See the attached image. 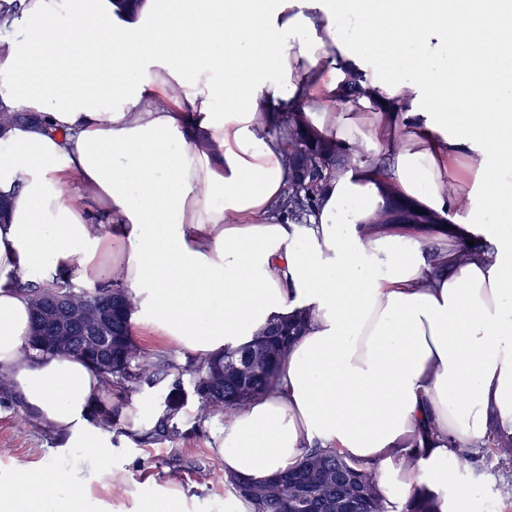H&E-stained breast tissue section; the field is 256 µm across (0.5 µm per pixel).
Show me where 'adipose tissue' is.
<instances>
[{
  "label": "adipose tissue",
  "instance_id": "adipose-tissue-1",
  "mask_svg": "<svg viewBox=\"0 0 512 512\" xmlns=\"http://www.w3.org/2000/svg\"><path fill=\"white\" fill-rule=\"evenodd\" d=\"M0 103V372L101 488L114 408L92 365L29 350L22 286L128 291L131 322L222 355L302 311L273 391L233 412L225 474L306 449L375 469L387 494L470 512L459 452L512 434V0H20ZM389 46L384 57L380 46ZM357 159L307 223L279 207L289 125ZM440 222L370 225L383 188ZM478 253L465 258L468 244ZM25 465L0 512H87Z\"/></svg>",
  "mask_w": 512,
  "mask_h": 512
}]
</instances>
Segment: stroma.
<instances>
[{
    "mask_svg": "<svg viewBox=\"0 0 512 512\" xmlns=\"http://www.w3.org/2000/svg\"><path fill=\"white\" fill-rule=\"evenodd\" d=\"M176 386L182 389V402L178 414L171 417L166 405ZM111 395L120 405L143 403L156 414L149 425L135 431L127 428L112 437V453L102 464L123 467L125 485L108 493L100 491L90 481L83 456L72 449L57 454L56 438L13 399L0 401V476L21 463L35 472L53 468L61 493L90 496L92 512H137L142 499L171 482L182 488L186 512H236L234 496L224 480V460L216 451L226 417L220 411L207 417L200 414L190 374L173 372L160 380L141 381L130 392L112 389ZM461 478L473 490V512H484L488 501L496 504L498 512H512V504H504L500 495L501 486L512 483V461L483 455Z\"/></svg>",
    "mask_w": 512,
    "mask_h": 512,
    "instance_id": "stroma-1",
    "label": "stroma"
}]
</instances>
